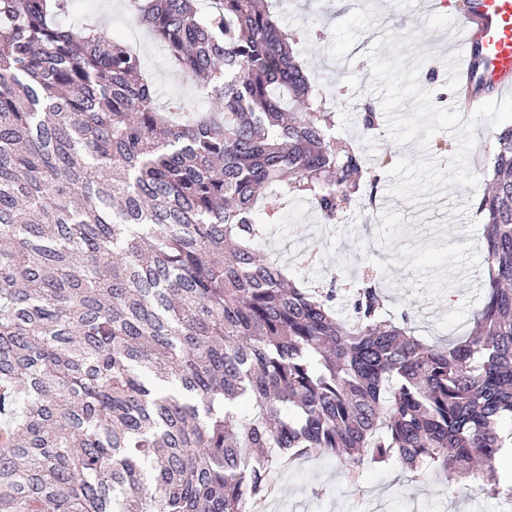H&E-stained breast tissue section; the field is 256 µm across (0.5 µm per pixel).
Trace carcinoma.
I'll return each mask as SVG.
<instances>
[{"mask_svg": "<svg viewBox=\"0 0 512 512\" xmlns=\"http://www.w3.org/2000/svg\"><path fill=\"white\" fill-rule=\"evenodd\" d=\"M126 0L220 110L156 105L139 53L67 0H0V512H250L272 460L475 475L512 447V125L482 197L484 305L426 346L363 280L340 315L253 247L283 195L367 194L270 3Z\"/></svg>", "mask_w": 512, "mask_h": 512, "instance_id": "carcinoma-1", "label": "carcinoma"}]
</instances>
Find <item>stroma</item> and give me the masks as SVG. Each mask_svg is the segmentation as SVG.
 I'll return each mask as SVG.
<instances>
[{
	"label": "stroma",
	"instance_id": "35a3bbf8",
	"mask_svg": "<svg viewBox=\"0 0 512 512\" xmlns=\"http://www.w3.org/2000/svg\"><path fill=\"white\" fill-rule=\"evenodd\" d=\"M285 0L278 12L295 33L297 53L325 108L336 114L339 136L363 148L367 159L392 155L373 188L388 198L372 223L347 214L318 224L304 202L287 201L279 224L257 244L287 263L290 276L314 286L373 277L389 315L408 312L414 336L431 346L464 335L484 290L482 162L490 161L498 133L512 124V96L489 97L483 111L461 119L446 112L448 67L440 54L458 40L455 20L424 0ZM67 24L93 19L128 39L157 81V103L179 97L210 110L216 102L187 83L165 47L132 25L123 0H72ZM377 110L378 128L362 134L364 103ZM448 145L447 153L436 143ZM266 512H505L501 498L479 480L439 486L430 472L396 461L365 465L344 478L332 455L273 468L263 496Z\"/></svg>",
	"mask_w": 512,
	"mask_h": 512
}]
</instances>
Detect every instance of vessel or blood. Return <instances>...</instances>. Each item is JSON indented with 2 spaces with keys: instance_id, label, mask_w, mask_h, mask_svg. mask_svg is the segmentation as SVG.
Masks as SVG:
<instances>
[{
  "instance_id": "obj_1",
  "label": "vessel or blood",
  "mask_w": 512,
  "mask_h": 512,
  "mask_svg": "<svg viewBox=\"0 0 512 512\" xmlns=\"http://www.w3.org/2000/svg\"><path fill=\"white\" fill-rule=\"evenodd\" d=\"M463 23L461 62L448 72L449 111H481L492 95L512 93V0H441Z\"/></svg>"
}]
</instances>
